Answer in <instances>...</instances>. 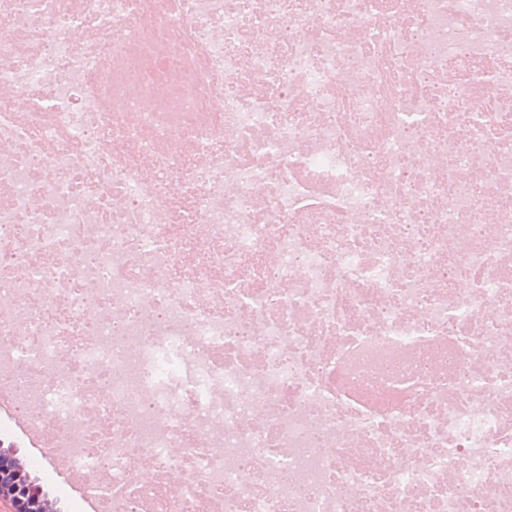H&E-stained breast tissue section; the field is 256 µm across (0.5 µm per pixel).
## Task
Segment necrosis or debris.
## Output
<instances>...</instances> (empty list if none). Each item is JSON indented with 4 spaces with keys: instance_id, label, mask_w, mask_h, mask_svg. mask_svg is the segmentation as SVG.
Masks as SVG:
<instances>
[{
    "instance_id": "1",
    "label": "necrosis or debris",
    "mask_w": 512,
    "mask_h": 512,
    "mask_svg": "<svg viewBox=\"0 0 512 512\" xmlns=\"http://www.w3.org/2000/svg\"><path fill=\"white\" fill-rule=\"evenodd\" d=\"M109 512H512V0H0V396Z\"/></svg>"
}]
</instances>
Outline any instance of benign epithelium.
<instances>
[{
    "instance_id": "7a95c632",
    "label": "benign epithelium",
    "mask_w": 512,
    "mask_h": 512,
    "mask_svg": "<svg viewBox=\"0 0 512 512\" xmlns=\"http://www.w3.org/2000/svg\"><path fill=\"white\" fill-rule=\"evenodd\" d=\"M55 506L37 492L10 450L0 449V512H53Z\"/></svg>"
}]
</instances>
